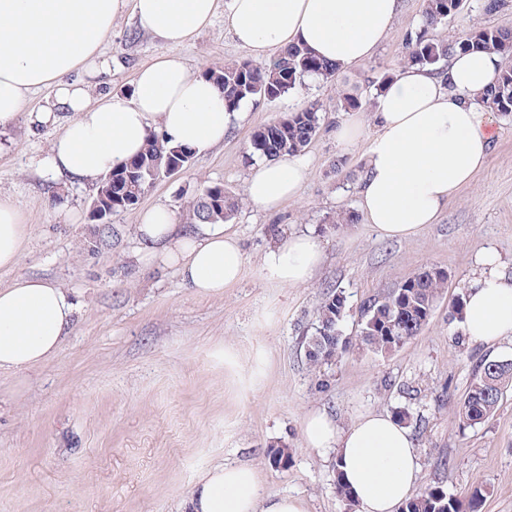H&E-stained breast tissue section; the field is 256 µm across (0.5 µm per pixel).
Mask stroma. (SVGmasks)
Returning a JSON list of instances; mask_svg holds the SVG:
<instances>
[{
    "mask_svg": "<svg viewBox=\"0 0 512 512\" xmlns=\"http://www.w3.org/2000/svg\"><path fill=\"white\" fill-rule=\"evenodd\" d=\"M466 0L436 28L439 40L476 27L512 30V0L493 13ZM423 0H401L394 26L374 56L335 77H305L272 103L249 102L223 145L192 157L186 170L163 177L137 209L113 214L105 233L90 218L94 180L72 183L41 162L60 125L29 128L25 118L0 129V193L12 195L27 220L18 265L0 269V288L38 275L72 291L81 310L59 353L43 366L0 373V512H186L197 477L219 464H248L264 492L301 498L307 512H356L335 490L331 454L305 448L302 422L321 410L339 426L372 410H407L420 464L418 489L443 486L465 499L481 489V512H512V387L485 422L461 426L458 406L483 358L512 355V342L486 347L464 338L451 321L456 296L476 258L496 251L512 274V115L494 114L486 168L463 188L437 223L405 240L379 238L358 208L369 138L336 143L348 117L343 92L373 99V82L403 64ZM108 74L73 73L91 100L130 91L140 67L174 49L142 32L124 12L103 44ZM194 70L249 59L223 14L175 49ZM307 102L323 107L306 148L310 171L298 199L278 212L244 198L254 131ZM220 183L240 197L232 221L246 255L241 281L223 295L185 288L174 270L137 258L138 213L162 204L182 217L203 185ZM311 228L323 262L303 286L264 281V254L286 231ZM448 274V286L421 333L400 351L356 348L359 307L421 269ZM344 291L350 312L341 325L350 352L313 366L305 340L328 293ZM274 448L287 449V467Z\"/></svg>",
    "mask_w": 512,
    "mask_h": 512,
    "instance_id": "stroma-1",
    "label": "stroma"
}]
</instances>
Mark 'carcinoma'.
I'll use <instances>...</instances> for the list:
<instances>
[{"mask_svg":"<svg viewBox=\"0 0 512 512\" xmlns=\"http://www.w3.org/2000/svg\"><path fill=\"white\" fill-rule=\"evenodd\" d=\"M448 20V0H423L420 30L407 41L404 62L442 68L448 54L458 49L494 51L502 57L512 55V31L479 27L462 39L451 42L436 40L431 30ZM336 67L306 49L290 46L278 51L268 63L250 61L226 63L208 70L210 78L224 92L228 112L243 101H275L301 86L308 75L333 77ZM482 103L492 112L512 115V68L502 70L497 83L486 89ZM321 106L303 105L257 129L251 136L248 158L272 159L288 153H300L316 135ZM190 155L184 147L168 145L152 133L140 155L112 171V196L94 195L99 209L110 214L134 208L138 198L164 174L165 161L177 162ZM240 208L238 198L221 184L203 187L185 209L188 224H224ZM448 280L438 268H426L391 289L387 294L360 308L361 346L382 354H392L417 336L428 322ZM349 310L348 299L336 291L321 303L318 325L307 338L306 354L314 365L331 362L350 349L342 339L340 323ZM512 385V359H483L474 369L469 387L460 403V420L475 425L490 418L498 408L504 388ZM483 493L475 489L467 501L454 498L441 486H429L408 498L400 512H481Z\"/></svg>","mask_w":512,"mask_h":512,"instance_id":"obj_1","label":"carcinoma"}]
</instances>
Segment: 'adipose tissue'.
I'll return each mask as SVG.
<instances>
[{
  "instance_id": "ef3b65f1",
  "label": "adipose tissue",
  "mask_w": 512,
  "mask_h": 512,
  "mask_svg": "<svg viewBox=\"0 0 512 512\" xmlns=\"http://www.w3.org/2000/svg\"><path fill=\"white\" fill-rule=\"evenodd\" d=\"M131 10L138 25L167 44L189 42L216 11L234 38L257 59L271 49L305 47L348 68L369 60L391 31L398 0H0V127L26 115L30 126L61 123L44 167L76 182L109 173L144 147L149 134L204 156L223 144L230 112L222 90L177 55L139 69L130 94L91 102L72 81L77 70L108 71L102 51L112 24ZM501 69L499 55L474 50L450 55L442 70H398L375 95L377 126L366 152L358 196L367 224L383 239L407 240L436 223L457 192L489 158L493 116L479 99ZM52 101L28 110L35 91ZM68 119H61V112ZM309 162L296 153L258 162L245 193L255 207L277 211L298 197ZM138 256L161 262L200 294H220L241 278L245 254L228 224H178L163 205L140 213ZM26 237L25 216L0 194V269L14 268ZM323 260L312 232L293 231L265 254L262 275L273 285L307 284ZM79 306L69 289L23 276L0 289V371L23 372L53 358L71 335ZM464 334L492 346L512 335V277L497 253L485 250L465 286ZM306 447L332 450L336 469L358 512H398L420 472L410 430L386 412L360 415L339 428L325 413L303 423ZM189 512H306L302 499L263 493L257 471L217 465L192 486Z\"/></svg>"
}]
</instances>
